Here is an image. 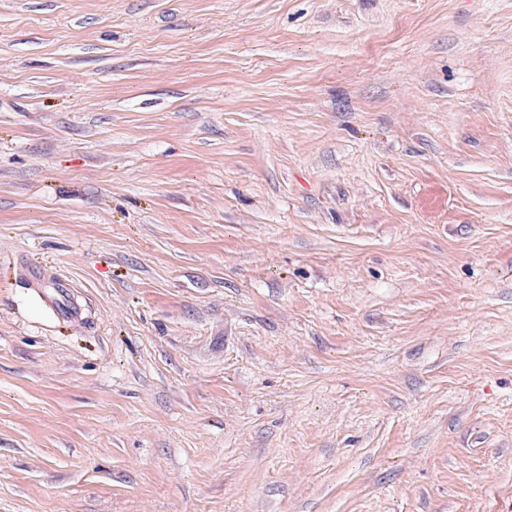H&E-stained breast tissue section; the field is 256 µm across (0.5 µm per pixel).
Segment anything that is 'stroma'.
Masks as SVG:
<instances>
[{
    "mask_svg": "<svg viewBox=\"0 0 512 512\" xmlns=\"http://www.w3.org/2000/svg\"><path fill=\"white\" fill-rule=\"evenodd\" d=\"M0 512H512V0H0ZM68 285L60 282L57 286L53 297L49 301V305L53 312L66 320H76L80 316L79 309L74 308L70 302L68 295Z\"/></svg>",
    "mask_w": 512,
    "mask_h": 512,
    "instance_id": "stroma-1",
    "label": "stroma"
}]
</instances>
